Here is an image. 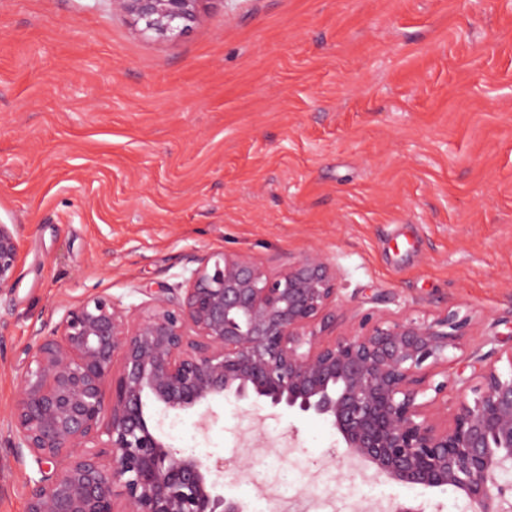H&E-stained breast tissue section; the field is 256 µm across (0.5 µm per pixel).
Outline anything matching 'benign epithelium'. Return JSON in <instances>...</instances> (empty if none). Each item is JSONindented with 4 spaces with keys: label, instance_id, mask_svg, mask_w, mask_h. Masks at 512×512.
<instances>
[{
    "label": "benign epithelium",
    "instance_id": "7a95c632",
    "mask_svg": "<svg viewBox=\"0 0 512 512\" xmlns=\"http://www.w3.org/2000/svg\"><path fill=\"white\" fill-rule=\"evenodd\" d=\"M211 0H112L142 32H188ZM18 227L0 224V295L13 289ZM338 276L322 252L270 270L236 253L198 260L180 293L160 288L126 307L94 295L38 337L19 378L4 444L27 477V512H248L224 496V461L174 449L152 412L230 397L329 421L366 478L441 491L471 512H508L512 485V352L489 365L451 420L448 352L469 320L361 314L336 330Z\"/></svg>",
    "mask_w": 512,
    "mask_h": 512
}]
</instances>
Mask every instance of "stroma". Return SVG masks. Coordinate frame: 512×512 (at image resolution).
Returning a JSON list of instances; mask_svg holds the SVG:
<instances>
[{
	"mask_svg": "<svg viewBox=\"0 0 512 512\" xmlns=\"http://www.w3.org/2000/svg\"><path fill=\"white\" fill-rule=\"evenodd\" d=\"M0 221L20 263L0 297V424L37 336L104 293L126 306L199 258L336 266V332L364 311L447 309L448 405L473 352L512 351V0H222L158 41L110 0H0ZM207 429L169 413L174 447L222 459L224 494L258 479L322 484L338 512L389 500L469 512L465 496L366 482L331 425L227 399ZM285 442L268 468L259 444ZM26 469L0 446V512H26Z\"/></svg>",
	"mask_w": 512,
	"mask_h": 512,
	"instance_id": "obj_1",
	"label": "stroma"
}]
</instances>
